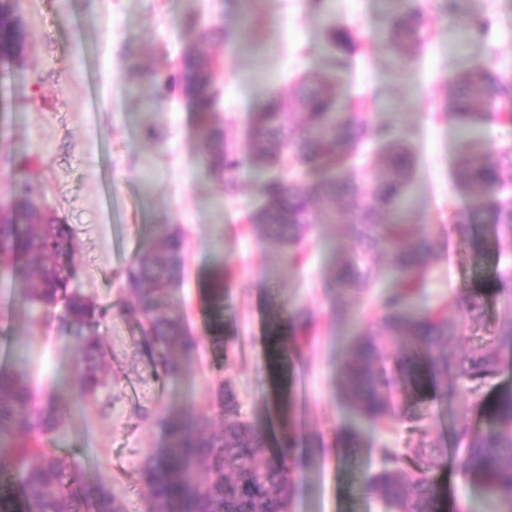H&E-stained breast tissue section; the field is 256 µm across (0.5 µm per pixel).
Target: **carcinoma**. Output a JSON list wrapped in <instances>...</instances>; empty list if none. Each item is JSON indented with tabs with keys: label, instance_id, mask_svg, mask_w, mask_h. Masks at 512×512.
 I'll return each instance as SVG.
<instances>
[{
	"label": "carcinoma",
	"instance_id": "1",
	"mask_svg": "<svg viewBox=\"0 0 512 512\" xmlns=\"http://www.w3.org/2000/svg\"><path fill=\"white\" fill-rule=\"evenodd\" d=\"M459 0H440L444 15L476 39L491 27L489 17L466 16ZM16 0H0V70L15 64L11 51L25 41L14 25ZM391 41L400 59H413L423 41L426 17L420 0H392ZM329 71L304 75L289 91L290 107L273 92L256 113L247 148L241 152L225 139L215 121L217 101L215 61L207 54L186 56L178 73L154 78L156 94L178 85L198 120V150L207 170L230 195L237 189L236 170L247 162L264 174L260 204L250 220L280 243L288 260H300L299 247L313 224L348 226L350 249L333 267L329 287L338 297L361 296L371 280L372 262L379 252L391 255L399 288L377 301V316L354 339L342 368L347 396L359 414L372 423L400 420L420 423L423 414L404 400L402 390L430 386L434 398L454 401L475 397L462 405L453 425L458 474L482 487L496 512H512V387L486 400L483 390L512 368V319L494 327L465 353L455 348L459 324L448 319L456 307L471 318L483 315L484 297L471 291L453 297L437 309H421L413 299L422 292L430 271L435 240L412 235L405 227L414 155L399 131L389 124L371 123L365 112L341 100L333 78L350 70L359 49L357 36L332 21L326 30ZM452 96L443 106L448 121L476 132L488 110L512 98V83L487 65L462 68L448 77ZM303 117L297 124L294 114ZM371 141L380 150L382 166L368 191L361 181L343 173L352 151ZM459 174L473 190V199L449 223L462 235L480 225L492 226L494 240L479 245L490 249L512 243V147L494 154L473 145L458 164ZM0 223V284L32 309L41 308L58 322L61 335L81 352V366L68 396L34 402L25 372L0 366V463L19 480V496L1 497L0 512H125L124 503L100 499L70 457L55 448L66 423L68 401L96 393L104 383L105 348L100 325L107 308L71 287L74 276L73 236L69 225L37 215L32 181L24 179L13 192ZM385 213L391 222L381 224ZM180 233L166 229L157 243L139 252L126 268L123 288L130 298L119 315L136 324L156 353L157 374L181 367L182 353L196 348L179 314H163L172 301L181 262ZM499 291L512 298V265L496 276ZM212 304L224 302V271L212 278ZM312 310L296 308L280 333L295 336L313 323ZM399 352L389 367L390 350ZM224 428H210L199 419L188 426L179 415L167 413L159 423L167 437L160 457H148L137 475L147 486L146 512H287L295 481L294 451L299 433L289 402L278 448H268L265 432L237 419L238 398L226 387L220 391ZM482 409L485 422L474 424L472 410ZM448 459L447 442L420 429L414 448H381V466L364 473L362 488L392 512H440L443 490L436 473Z\"/></svg>",
	"mask_w": 512,
	"mask_h": 512
}]
</instances>
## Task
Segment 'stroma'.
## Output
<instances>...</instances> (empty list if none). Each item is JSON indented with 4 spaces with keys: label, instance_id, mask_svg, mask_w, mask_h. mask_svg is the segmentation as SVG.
I'll return each mask as SVG.
<instances>
[{
    "label": "stroma",
    "instance_id": "obj_1",
    "mask_svg": "<svg viewBox=\"0 0 512 512\" xmlns=\"http://www.w3.org/2000/svg\"><path fill=\"white\" fill-rule=\"evenodd\" d=\"M437 3L421 0L427 42L403 64L388 45L387 0H20L28 50L0 78V199L14 190L16 163L28 160L37 203L72 229L74 288L109 310L100 326L105 384L70 402L57 444L90 483L120 498L126 512H144L148 493L137 469L167 446L157 415L174 412L188 424L205 417L222 428L215 394L225 384L237 394L240 419L263 427L268 440L278 436L282 394L296 406L302 436L324 440L322 448L296 452L291 512H387L363 491L360 476L379 467L383 446L412 448L419 439L411 423H360L343 388L351 337L372 318L376 295L398 286L389 257L373 264L370 296L336 299L326 282L350 248L344 225H316L305 264L290 265L283 248L247 220L260 203L259 175L242 165L236 193L225 195L199 158L196 117L185 96L178 90L156 95L142 78L145 70L174 74L202 32L224 26L233 32L208 49L221 65L217 116L228 141L241 149L271 92H287L303 72L327 70L329 18L348 25L361 47L336 91L362 103L373 123L397 125L413 144L418 166L408 222L412 232L439 239L418 304L429 307L467 290L483 293L482 320L458 319L461 351L485 328L512 319V306L493 286L495 257L475 251L448 222L452 211L468 205L470 192L457 176L459 132L442 111L447 77L465 64L483 60L512 79V0H461L463 12L491 18L483 40L468 38ZM189 15L197 28L185 26ZM166 224L178 225L184 236L173 303L199 347L181 371L160 378L139 328L116 309L126 301L124 269ZM219 266L224 311L218 315L205 289ZM296 307L310 308L317 321L287 374L275 359L274 327ZM218 316L224 320L220 360L210 340ZM1 342L11 347L9 363L26 369L40 395L72 383L75 346L51 317L0 292ZM352 432L355 446L340 443ZM438 481L446 512H494L453 466H445Z\"/></svg>",
    "mask_w": 512,
    "mask_h": 512
}]
</instances>
